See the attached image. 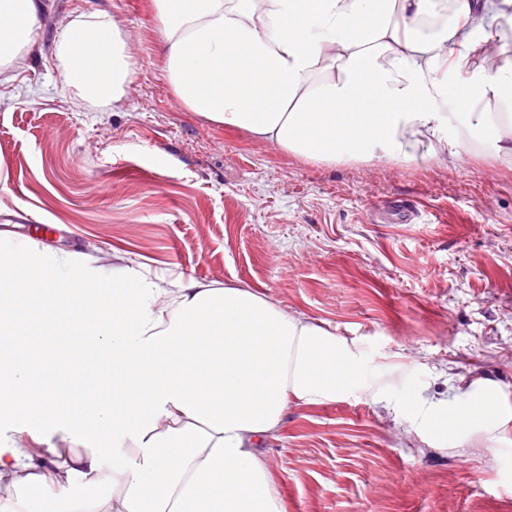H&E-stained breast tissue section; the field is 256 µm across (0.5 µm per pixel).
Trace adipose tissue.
I'll list each match as a JSON object with an SVG mask.
<instances>
[{
    "label": "adipose tissue",
    "mask_w": 512,
    "mask_h": 512,
    "mask_svg": "<svg viewBox=\"0 0 512 512\" xmlns=\"http://www.w3.org/2000/svg\"><path fill=\"white\" fill-rule=\"evenodd\" d=\"M39 0H0V84L38 29ZM167 81L206 121L309 162L456 166L475 145L512 167V0H151ZM73 105H116L135 69L107 14L69 19L54 46ZM466 75L457 83L458 75ZM0 416L90 430L66 460L0 441L7 512H283L264 444L289 404L320 406L364 390L360 351L328 323L248 288L135 267L96 279L69 253L0 239ZM96 284L85 309L61 282ZM95 367L80 394L75 357ZM432 442H512V389L476 380L430 404ZM112 458V489L73 495ZM56 499L42 506L41 492Z\"/></svg>",
    "instance_id": "adipose-tissue-1"
}]
</instances>
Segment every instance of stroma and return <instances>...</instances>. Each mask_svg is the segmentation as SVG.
<instances>
[{"label": "stroma", "mask_w": 512, "mask_h": 512, "mask_svg": "<svg viewBox=\"0 0 512 512\" xmlns=\"http://www.w3.org/2000/svg\"><path fill=\"white\" fill-rule=\"evenodd\" d=\"M35 42L0 86V225L90 255L104 278L131 264L240 285L326 321L363 353L386 407L357 392L290 406L264 452L286 512H512V443L490 450L416 433L411 398L512 387V169L473 153L435 164L317 165L213 125L171 92L150 0H42ZM105 10L136 65L108 110L75 108L52 57L70 18ZM417 205L415 224L374 210ZM0 438L68 457L52 428L0 421Z\"/></svg>", "instance_id": "35a3bbf8"}]
</instances>
